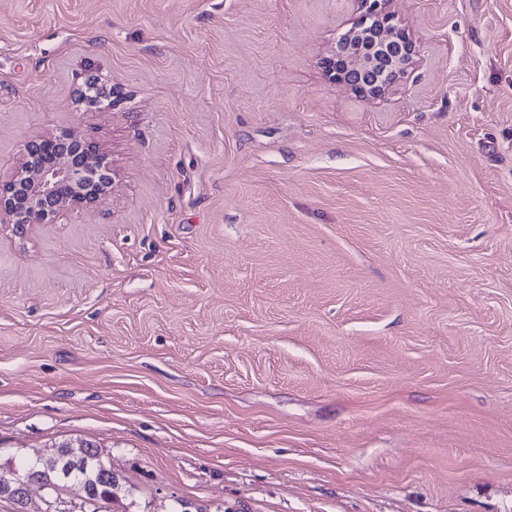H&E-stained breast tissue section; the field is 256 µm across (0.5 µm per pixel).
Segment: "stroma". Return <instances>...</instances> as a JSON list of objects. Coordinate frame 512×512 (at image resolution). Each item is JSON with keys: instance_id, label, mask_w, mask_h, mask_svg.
<instances>
[{"instance_id": "35a3bbf8", "label": "stroma", "mask_w": 512, "mask_h": 512, "mask_svg": "<svg viewBox=\"0 0 512 512\" xmlns=\"http://www.w3.org/2000/svg\"><path fill=\"white\" fill-rule=\"evenodd\" d=\"M0 0V170L79 130L109 196L0 224V465L90 441L106 512H512V0ZM106 108L78 102L88 79ZM360 2L363 7L360 18L339 37L324 68L336 83L378 97L413 63L415 45L393 23V16L387 11L390 0Z\"/></svg>"}]
</instances>
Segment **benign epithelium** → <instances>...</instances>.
<instances>
[{"mask_svg":"<svg viewBox=\"0 0 512 512\" xmlns=\"http://www.w3.org/2000/svg\"><path fill=\"white\" fill-rule=\"evenodd\" d=\"M390 0H361L360 18L342 34L324 62L329 77L369 97L392 87L413 63L415 45L393 23ZM81 100L100 106L112 97L89 82ZM112 171L104 157L78 130L31 139L8 177L0 176V223L26 231L52 224L69 209L88 206L112 190Z\"/></svg>","mask_w":512,"mask_h":512,"instance_id":"7a95c632","label":"benign epithelium"}]
</instances>
